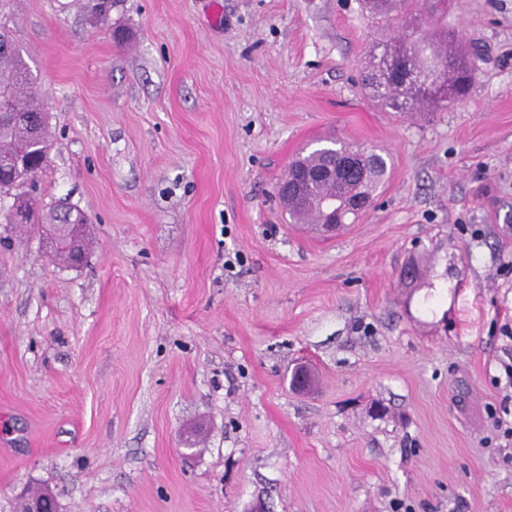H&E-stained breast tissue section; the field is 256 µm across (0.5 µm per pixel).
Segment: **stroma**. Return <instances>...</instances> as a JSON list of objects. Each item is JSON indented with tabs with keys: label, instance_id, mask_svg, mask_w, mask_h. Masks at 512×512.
Wrapping results in <instances>:
<instances>
[{
	"label": "stroma",
	"instance_id": "obj_1",
	"mask_svg": "<svg viewBox=\"0 0 512 512\" xmlns=\"http://www.w3.org/2000/svg\"><path fill=\"white\" fill-rule=\"evenodd\" d=\"M97 2L0 7L49 115L37 205L89 248L0 223V512H512V0H451L482 58L422 112L364 88L359 0ZM326 136L390 173L322 235L277 189ZM51 222H53L51 220ZM42 224L49 248L56 253L65 252L72 256L73 266L80 265L85 260L84 228L85 221L80 212H68L64 223Z\"/></svg>",
	"mask_w": 512,
	"mask_h": 512
}]
</instances>
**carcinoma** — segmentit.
I'll use <instances>...</instances> for the list:
<instances>
[{
  "label": "carcinoma",
  "instance_id": "carcinoma-1",
  "mask_svg": "<svg viewBox=\"0 0 512 512\" xmlns=\"http://www.w3.org/2000/svg\"><path fill=\"white\" fill-rule=\"evenodd\" d=\"M388 1L392 3V9L376 15L388 24L398 18L397 11L406 0H362V5L380 10ZM421 4L419 12H410L404 17L405 34L386 42V46L395 55L396 65L418 79L427 80L438 68L445 73L454 72L459 82L457 92L462 93L475 70L478 54L473 50L466 54L452 52L456 34L448 24V0H421ZM35 81L36 76L16 40L0 27V89L7 91V97L0 99V113H6L0 120V196L13 199L9 207L11 216L31 215L30 197L24 188L43 171L41 163L49 149L48 115L35 96ZM382 86L384 91L376 93L382 106L393 112L405 111V104L397 98L400 84L388 78ZM417 94L412 103L414 109L427 106L445 109L455 99L453 95L435 93L420 83L417 84ZM352 153L365 157L369 165L367 179L313 183L295 193L285 194L293 171L320 169ZM386 172L387 161L376 149L360 145L355 150L353 145L342 142L336 148L323 147L297 157L289 164L278 194L282 198L288 197V212L295 219L305 216L320 224L326 220L325 200L334 198L342 203L355 195L371 197L382 184Z\"/></svg>",
  "mask_w": 512,
  "mask_h": 512
}]
</instances>
